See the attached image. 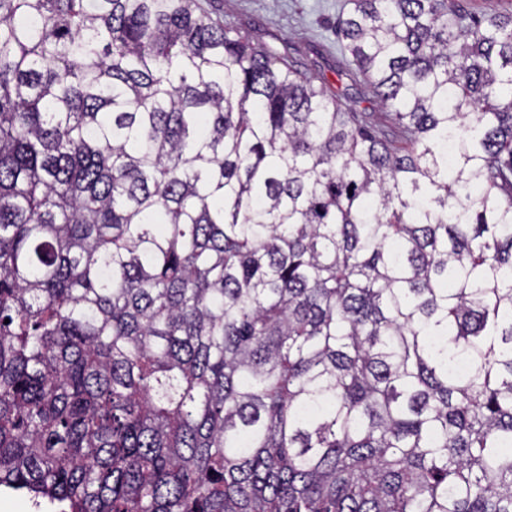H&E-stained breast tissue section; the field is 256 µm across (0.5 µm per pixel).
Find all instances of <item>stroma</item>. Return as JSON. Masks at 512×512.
<instances>
[{"mask_svg":"<svg viewBox=\"0 0 512 512\" xmlns=\"http://www.w3.org/2000/svg\"><path fill=\"white\" fill-rule=\"evenodd\" d=\"M209 11L235 26L252 43L279 35L288 43V55L298 68L308 70L345 94L356 111L368 112L374 122L385 113L363 83L343 78L350 56L336 37L334 24L347 0H202Z\"/></svg>","mask_w":512,"mask_h":512,"instance_id":"stroma-1","label":"stroma"}]
</instances>
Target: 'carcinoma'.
<instances>
[{
	"label": "carcinoma",
	"instance_id": "1",
	"mask_svg": "<svg viewBox=\"0 0 512 512\" xmlns=\"http://www.w3.org/2000/svg\"><path fill=\"white\" fill-rule=\"evenodd\" d=\"M349 2L389 127L200 0H0V491L512 512V13Z\"/></svg>",
	"mask_w": 512,
	"mask_h": 512
}]
</instances>
